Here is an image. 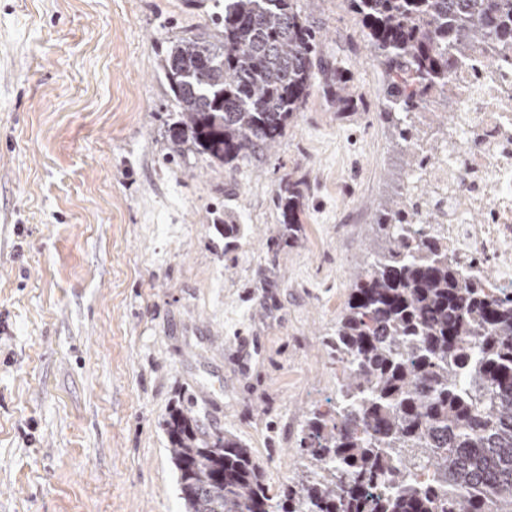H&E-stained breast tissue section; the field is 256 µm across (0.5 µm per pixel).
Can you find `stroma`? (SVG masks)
Listing matches in <instances>:
<instances>
[{"instance_id": "35a3bbf8", "label": "stroma", "mask_w": 512, "mask_h": 512, "mask_svg": "<svg viewBox=\"0 0 512 512\" xmlns=\"http://www.w3.org/2000/svg\"><path fill=\"white\" fill-rule=\"evenodd\" d=\"M300 6L311 94L271 150L221 166L172 151L160 60L224 0H0V512H185L176 406L250 448L271 496L301 478L397 146L347 0ZM280 209V224L288 229V235L294 233L300 224L301 202L299 193L290 185L280 195Z\"/></svg>"}]
</instances>
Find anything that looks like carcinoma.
<instances>
[{
    "mask_svg": "<svg viewBox=\"0 0 512 512\" xmlns=\"http://www.w3.org/2000/svg\"><path fill=\"white\" fill-rule=\"evenodd\" d=\"M388 76L386 116L400 140L397 179L416 157L402 127L448 85V54L491 44L512 54V0H349ZM316 30L298 0H224L215 34L174 42L162 58L178 113L167 130L220 165L260 155L283 135L315 78ZM294 233L299 193L280 195ZM439 222L394 191L328 341L339 379L333 413L313 415L310 474L268 494L237 439L173 408L165 420L186 512H512V292L464 273Z\"/></svg>",
    "mask_w": 512,
    "mask_h": 512,
    "instance_id": "obj_1",
    "label": "carcinoma"
}]
</instances>
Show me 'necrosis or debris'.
<instances>
[{
	"instance_id": "necrosis-or-debris-1",
	"label": "necrosis or debris",
	"mask_w": 512,
	"mask_h": 512,
	"mask_svg": "<svg viewBox=\"0 0 512 512\" xmlns=\"http://www.w3.org/2000/svg\"><path fill=\"white\" fill-rule=\"evenodd\" d=\"M450 80L426 102L453 101L456 122L436 154L411 140L421 162L407 175L403 192L409 211L441 216L448 243L469 257L466 272L512 243V55L484 45L448 60Z\"/></svg>"
}]
</instances>
